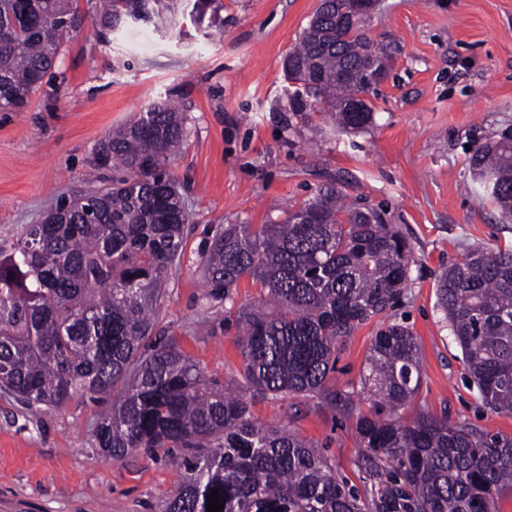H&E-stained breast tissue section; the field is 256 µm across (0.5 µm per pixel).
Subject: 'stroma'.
Returning a JSON list of instances; mask_svg holds the SVG:
<instances>
[{"mask_svg": "<svg viewBox=\"0 0 512 512\" xmlns=\"http://www.w3.org/2000/svg\"><path fill=\"white\" fill-rule=\"evenodd\" d=\"M318 4L218 0L222 27L186 22L178 38L146 24L105 38L84 21L54 77L26 107L0 112V250L83 189L113 126L149 103L177 102L185 137L169 170L190 222L158 328L247 400L254 418L325 447L337 476L359 487L353 420L246 383L236 328L225 319L261 290L245 279L232 299L208 300L200 253L224 225L273 223L324 183L345 203L383 207L413 252L409 286L385 314L420 343L422 383L409 412L512 436V414L485 407L469 385L436 296L440 274L471 251L512 249V223L468 186L469 148L512 131V0H380L368 33L399 53L360 132L337 128L321 104L288 106L283 61ZM377 328L374 320L359 328L336 362L337 388L364 412L360 379ZM111 408L77 395L60 409L31 411L0 391V512H160L181 472L161 450L104 460L96 429Z\"/></svg>", "mask_w": 512, "mask_h": 512, "instance_id": "obj_1", "label": "stroma"}]
</instances>
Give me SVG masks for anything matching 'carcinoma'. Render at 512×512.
Wrapping results in <instances>:
<instances>
[{"instance_id":"1","label":"carcinoma","mask_w":512,"mask_h":512,"mask_svg":"<svg viewBox=\"0 0 512 512\" xmlns=\"http://www.w3.org/2000/svg\"><path fill=\"white\" fill-rule=\"evenodd\" d=\"M214 0H96L101 34L151 23L217 17ZM78 0H0V112L18 111L52 79L61 47L80 27ZM391 67L395 48L364 24L336 25V5L317 9L284 70L290 108L312 99L349 131L367 128L360 68L367 49ZM185 134L169 101L110 131L94 167L125 173L110 187L58 200L0 260V389L25 408L57 409L74 395L119 399L97 425L102 455L181 448L182 480L162 512H500L512 498V437L447 415L402 410L421 382L417 336L380 323L362 384L371 409L329 386L336 353L355 330L384 316L408 288L413 252L385 213L346 205L322 185L279 224H226L201 254L207 297L229 299L248 278L266 297L238 311L236 338L247 384L274 398L319 397L355 419L363 490L336 475L322 451L286 425H265L248 402L208 377L157 331L168 271L183 254L189 221L165 170ZM472 184L512 220V135L478 145ZM437 304L483 403L512 413V250L471 252L444 272Z\"/></svg>"}]
</instances>
